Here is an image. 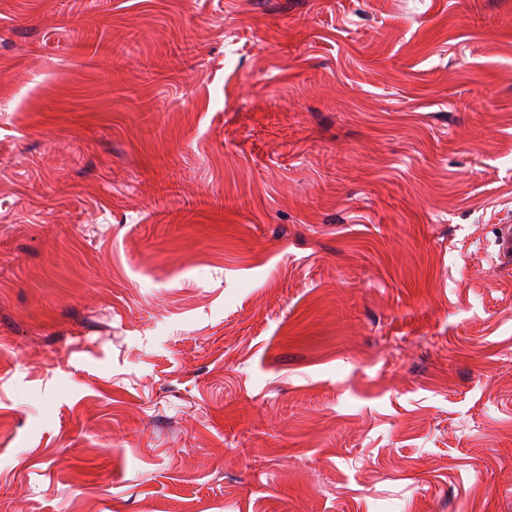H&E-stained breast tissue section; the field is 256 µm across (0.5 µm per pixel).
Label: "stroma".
<instances>
[{"label": "stroma", "instance_id": "obj_1", "mask_svg": "<svg viewBox=\"0 0 512 512\" xmlns=\"http://www.w3.org/2000/svg\"><path fill=\"white\" fill-rule=\"evenodd\" d=\"M512 0H0V512H512Z\"/></svg>", "mask_w": 512, "mask_h": 512}]
</instances>
